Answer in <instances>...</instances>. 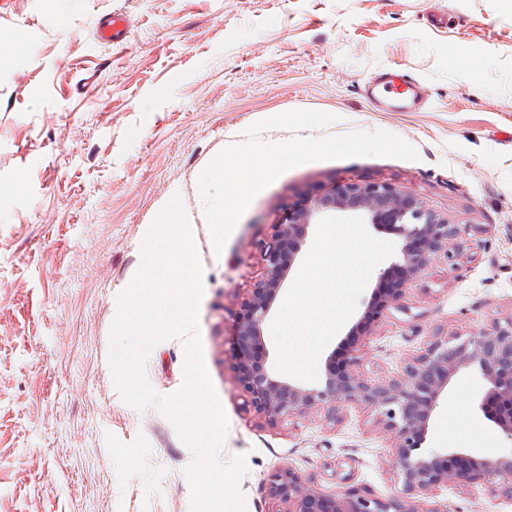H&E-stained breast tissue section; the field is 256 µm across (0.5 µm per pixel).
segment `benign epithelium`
I'll return each mask as SVG.
<instances>
[{
  "label": "benign epithelium",
  "instance_id": "benign-epithelium-1",
  "mask_svg": "<svg viewBox=\"0 0 512 512\" xmlns=\"http://www.w3.org/2000/svg\"><path fill=\"white\" fill-rule=\"evenodd\" d=\"M338 211L359 215L376 228L385 226L400 240L395 259L376 277L368 315L402 308L406 292L434 261L453 267L463 253L459 226L384 181L335 183L298 206L285 207L270 235L255 242L264 277L241 302L234 335L236 382L245 406L269 426L321 409L334 422L345 404L374 408L376 426L388 442L389 464L401 485L400 494L389 497L355 486L326 494L294 469L282 467L269 475L267 494L287 505L286 512H447L436 504L426 507L423 500L445 486L477 483L494 484L512 500V452L485 457L460 451L441 454L424 447L432 414L448 384L472 370L485 381L481 411L512 442V316L477 335L433 337L384 382L369 381L354 371L358 357L351 353L339 366L330 356L324 381L317 387L298 383L269 364L264 325L309 228Z\"/></svg>",
  "mask_w": 512,
  "mask_h": 512
}]
</instances>
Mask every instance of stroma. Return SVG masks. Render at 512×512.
Masks as SVG:
<instances>
[{
    "instance_id": "35a3bbf8",
    "label": "stroma",
    "mask_w": 512,
    "mask_h": 512,
    "mask_svg": "<svg viewBox=\"0 0 512 512\" xmlns=\"http://www.w3.org/2000/svg\"><path fill=\"white\" fill-rule=\"evenodd\" d=\"M110 13L126 40L96 30ZM28 48L10 49L17 30ZM0 512H192L191 460L156 408L135 409L108 364L116 298L171 191L191 219L204 267L199 334L228 417L221 456L241 455L246 512H280L266 481L292 467L332 493L343 476L398 494L372 409L345 405L269 426L243 404L233 315L263 275L255 240L282 205L343 180L386 181L460 225L466 255L437 261L371 335L341 328L356 371L384 381L434 336L475 334L512 316V0H10L0 9ZM409 75L424 108L393 112L362 88ZM292 110L337 115L307 137L386 130L418 157H351L288 169L245 210L215 252L198 174L254 123ZM180 339L158 343L145 374L161 395L183 382ZM478 372L453 379L426 445L512 451L478 408ZM449 512H512L493 485L451 486Z\"/></svg>"
}]
</instances>
